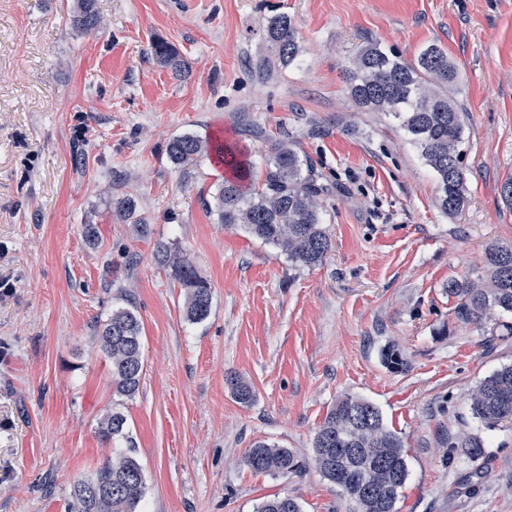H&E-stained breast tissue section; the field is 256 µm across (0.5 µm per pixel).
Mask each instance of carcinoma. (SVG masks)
<instances>
[{
    "instance_id": "1",
    "label": "carcinoma",
    "mask_w": 512,
    "mask_h": 512,
    "mask_svg": "<svg viewBox=\"0 0 512 512\" xmlns=\"http://www.w3.org/2000/svg\"><path fill=\"white\" fill-rule=\"evenodd\" d=\"M74 23L92 30L98 25L94 0H77ZM265 39L274 57L255 67L268 71L288 66L300 53L298 31L286 13L270 18ZM150 52L165 66L180 73L185 64L163 41L152 43ZM458 77L457 67L439 45L422 49L408 61L377 45L365 46L346 68L348 96L363 110L385 112L397 122L407 140L420 153L439 181V206L446 214L464 207L466 176L462 166L463 106L449 93ZM215 153L233 169V179L224 181L215 195V213L224 226L241 225L278 248L298 266L322 262L331 242L321 218L319 199L323 187L308 162L289 144L274 145L264 180L255 184L252 166L244 154L224 145ZM176 165H186L208 153V144L193 135H183L168 144ZM161 264L171 269L184 290L185 314L196 322L211 312L209 282L180 251L159 250ZM486 276L454 278L444 291L455 299L454 314L460 325H478L491 309L512 313V245H497L485 256ZM100 350L110 361L112 392L127 399L139 390L143 371L142 324L128 308L112 311L97 328ZM382 361L401 371L407 361L395 344L382 349ZM234 398L252 402L249 383L239 375L227 379ZM472 416L489 431L512 426V365L503 366L479 383L467 397ZM126 416L117 408L106 412L98 435L105 443L121 437L128 450L109 457L91 476L70 488V512H137L145 477L133 455L134 443L126 432ZM448 447L459 448L472 461L483 456L484 442L476 434L448 435ZM254 471L288 474L302 469L289 448L257 442L245 456ZM313 464L329 482L341 488L350 504L348 512H397V503L408 477L403 438L384 422L379 408L353 395H344L326 412L313 439ZM257 512H301L299 503L285 495L262 501Z\"/></svg>"
}]
</instances>
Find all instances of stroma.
Returning <instances> with one entry per match:
<instances>
[{
    "label": "stroma",
    "mask_w": 512,
    "mask_h": 512,
    "mask_svg": "<svg viewBox=\"0 0 512 512\" xmlns=\"http://www.w3.org/2000/svg\"><path fill=\"white\" fill-rule=\"evenodd\" d=\"M0 0V512H67L75 480L135 444L141 512H256L276 495L302 512H346L311 466L312 438L336 400H369L403 436L409 477L398 512H512V429L485 433L482 459L449 450L476 432L468 391L512 364V337L489 311L458 325L449 279L477 277L512 244V0ZM285 13L301 54L259 74L268 18ZM167 43L182 74L158 62ZM408 60L438 44L459 72L467 202L438 206L437 180L396 122L348 97L343 70L367 44ZM244 150L264 178L273 143L321 177L332 248L292 264L209 206L231 178L215 153L185 166L166 146L190 134ZM134 213L123 218L126 203ZM94 225L96 239L84 234ZM187 254L212 287L201 322L158 250ZM142 324L138 393H112L96 328L114 308ZM398 345L408 361L387 369ZM254 389L238 403L225 383ZM130 441L103 443L112 406ZM259 441L307 466L252 471Z\"/></svg>",
    "instance_id": "35a3bbf8"
}]
</instances>
